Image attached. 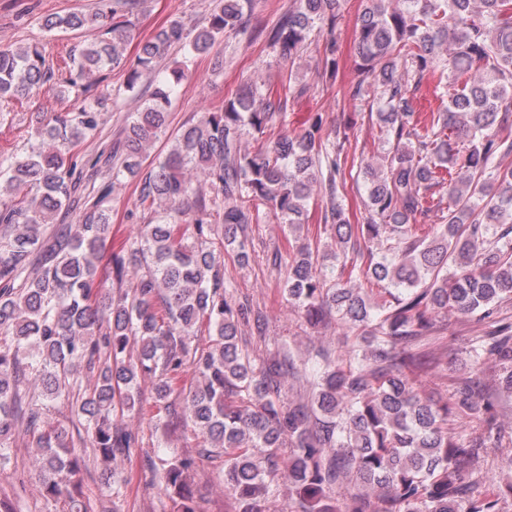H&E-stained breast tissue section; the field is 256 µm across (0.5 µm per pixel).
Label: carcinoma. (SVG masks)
I'll return each mask as SVG.
<instances>
[{
  "label": "carcinoma",
  "instance_id": "obj_1",
  "mask_svg": "<svg viewBox=\"0 0 512 512\" xmlns=\"http://www.w3.org/2000/svg\"><path fill=\"white\" fill-rule=\"evenodd\" d=\"M138 2L98 0L91 15L45 18L47 34L103 28L96 41L55 60L40 38L0 46L1 104L50 83L84 96L81 110L57 117L38 142L0 155V467L11 462L22 425L46 500L57 512H90L85 460L66 425L45 424L43 406L95 378L78 395L70 423L82 426L108 468L139 445L118 422L135 411L138 378L148 375L165 402V426L191 425L204 441L198 455L224 461V488L240 512H264L280 480L295 493L298 512H501L512 479L480 492L474 478L497 428L488 386L461 378L441 404L415 393L409 380L430 367L424 342L436 317L453 310L486 325L473 357L497 364L496 390L512 397V323L499 317V303L512 299V169L496 162L512 154V0H365L360 80L350 96L386 128L388 149L382 168L359 167L364 224L348 223L340 203L347 129L323 137L316 112L300 134H275L287 124L286 96H266L258 108L253 89L226 99L186 121L168 153L150 158L167 134L183 68L154 84L117 140L94 156L81 154L78 147L101 132L96 90L112 69H126L133 92L170 48L201 52L245 31L255 0H215L207 26L195 32L171 21L129 63L124 47ZM338 7L339 0H292L270 44L290 59L320 23L327 36L316 70L333 78ZM444 42L451 52L442 61L436 48ZM429 76L453 93L421 122L411 101ZM249 134L265 137L253 155L242 151ZM194 167L204 169L209 193L184 176ZM127 178L138 179V203L149 218L133 241L108 253L109 203ZM22 185L30 191L19 197ZM316 192L326 198L323 230L339 250L304 241L292 253L275 251L273 262L305 321L334 319L354 343L321 359L310 403L286 409L282 387L299 370L286 351L256 361L240 344L249 310L227 291L219 260L228 246L248 255L249 226L260 223L262 207L289 232L300 230ZM438 211L439 223H424ZM104 260L115 296L100 288ZM132 260L141 273L126 290ZM360 277L379 286L378 294L354 287ZM202 323L206 341L198 337ZM188 366L193 385L179 408L167 398ZM450 417L476 418L483 432H457ZM196 465L175 452L161 460L170 512H197ZM347 481L360 492L341 500L327 494Z\"/></svg>",
  "mask_w": 512,
  "mask_h": 512
}]
</instances>
